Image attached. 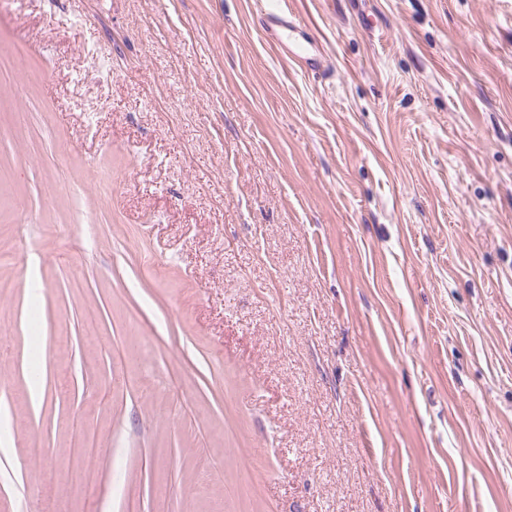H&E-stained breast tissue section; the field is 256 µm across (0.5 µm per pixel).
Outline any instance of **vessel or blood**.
I'll return each instance as SVG.
<instances>
[{"label": "vessel or blood", "mask_w": 512, "mask_h": 512, "mask_svg": "<svg viewBox=\"0 0 512 512\" xmlns=\"http://www.w3.org/2000/svg\"><path fill=\"white\" fill-rule=\"evenodd\" d=\"M262 29L275 44L286 48L289 62H303L308 70L324 77L333 75L332 62L316 43L303 38L300 24L289 19L279 9H265Z\"/></svg>", "instance_id": "vessel-or-blood-1"}]
</instances>
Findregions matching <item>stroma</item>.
Wrapping results in <instances>:
<instances>
[{
	"label": "stroma",
	"mask_w": 512,
	"mask_h": 512,
	"mask_svg": "<svg viewBox=\"0 0 512 512\" xmlns=\"http://www.w3.org/2000/svg\"><path fill=\"white\" fill-rule=\"evenodd\" d=\"M254 2L0 0V512H512V0ZM262 29L275 44L286 48L289 62L302 61L308 70L323 77L333 75L332 62L316 43L302 37L303 29L300 24L289 19L279 9H264Z\"/></svg>",
	"instance_id": "stroma-1"
}]
</instances>
